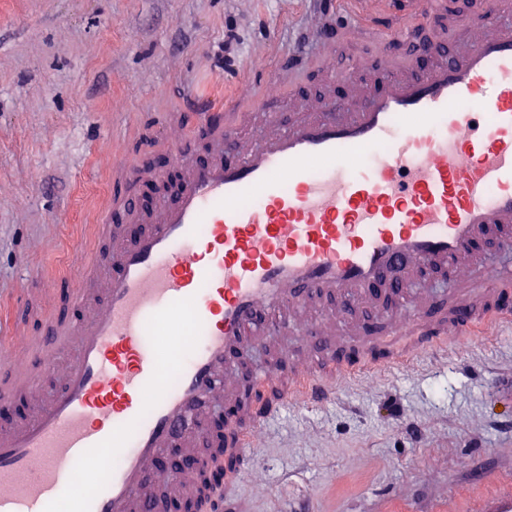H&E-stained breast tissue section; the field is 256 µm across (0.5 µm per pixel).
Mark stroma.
Returning <instances> with one entry per match:
<instances>
[{
  "label": "stroma",
  "mask_w": 512,
  "mask_h": 512,
  "mask_svg": "<svg viewBox=\"0 0 512 512\" xmlns=\"http://www.w3.org/2000/svg\"><path fill=\"white\" fill-rule=\"evenodd\" d=\"M319 0H0V339L39 336L85 316L68 293L111 268L101 217L113 198L151 208V170L190 126L191 102L215 106L283 85L292 120L324 98ZM302 53L289 58V45ZM138 164L136 180L113 178ZM460 284L429 278L388 338L402 366L336 379L334 400L286 404L262 427L259 460L227 512H489L512 488V323L416 348L411 309ZM320 346L299 331L267 339L243 369Z\"/></svg>",
  "instance_id": "stroma-1"
}]
</instances>
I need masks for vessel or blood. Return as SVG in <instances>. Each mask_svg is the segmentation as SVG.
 Returning <instances> with one entry per match:
<instances>
[{"label": "vessel or blood", "mask_w": 512, "mask_h": 512, "mask_svg": "<svg viewBox=\"0 0 512 512\" xmlns=\"http://www.w3.org/2000/svg\"><path fill=\"white\" fill-rule=\"evenodd\" d=\"M414 10L443 27V0H415ZM462 23L475 36L450 56L418 44L415 27L377 28L372 91L288 123L267 111L244 145L235 102L202 107L193 135L214 152L190 163L172 150V167L188 174L158 200V223L113 240L107 277L86 276L78 299H96L89 319L49 324L40 339L41 368L26 384L57 376L61 387L0 430V512H151L147 491L167 476L191 489L193 512H224L280 404L324 402L340 373L400 360L344 345L271 361L242 382L253 397L224 424V452L239 466L219 485L207 478L211 456L168 475L248 337L281 335L288 310L314 302L335 303L352 323L418 276L476 270L481 244L512 251V21L485 0ZM511 293L512 282L492 278L480 301L435 300L415 323L424 346L512 322L498 303ZM63 349L75 356L59 375Z\"/></svg>", "instance_id": "vessel-or-blood-1"}]
</instances>
